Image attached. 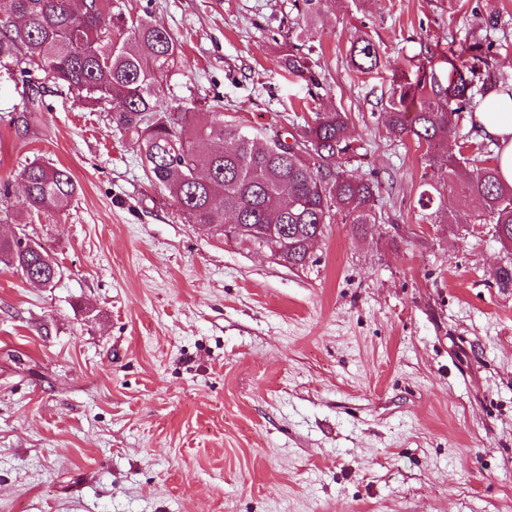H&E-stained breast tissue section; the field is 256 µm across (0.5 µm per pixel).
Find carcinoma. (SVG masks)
<instances>
[{"label": "carcinoma", "instance_id": "1", "mask_svg": "<svg viewBox=\"0 0 512 512\" xmlns=\"http://www.w3.org/2000/svg\"><path fill=\"white\" fill-rule=\"evenodd\" d=\"M16 22L0 20V66L14 64L25 73L43 71L82 93V100L112 103V124L141 155L151 181L163 187L188 224L224 228L228 216L237 229L230 238L253 247H275L271 228L288 236L280 260L303 267L310 241L341 214L350 224L378 223L375 211L379 185L351 174L359 147L350 133L349 117L339 110H317L310 122L280 137L259 138L217 113L210 124L196 126L192 108L165 104L155 87L166 81L178 56L177 39L147 18H131L118 0H4ZM350 63L362 70L379 65L372 41L358 37L348 49ZM448 65L436 71L434 61ZM491 45L479 38L448 42V52L430 53L418 67L415 81L397 84L387 105L391 134L426 147L425 168L443 179L461 178L468 195L480 206L493 236L512 246V185L498 167L467 166L477 162L463 154L469 138L459 139L453 116L480 108L486 85L483 71L493 67ZM282 66L313 85L318 84L311 59L292 52ZM21 206L29 215L50 216L78 194L79 186L62 167L33 160L19 172ZM418 204L430 210L437 224L458 220L425 190ZM0 263L25 279L36 277L51 288L60 276L58 263L40 243L0 238Z\"/></svg>", "mask_w": 512, "mask_h": 512}]
</instances>
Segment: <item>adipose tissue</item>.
<instances>
[{
  "label": "adipose tissue",
  "mask_w": 512,
  "mask_h": 512,
  "mask_svg": "<svg viewBox=\"0 0 512 512\" xmlns=\"http://www.w3.org/2000/svg\"><path fill=\"white\" fill-rule=\"evenodd\" d=\"M487 104H497V111L479 110L473 115L475 130L484 137L498 142V170L503 182L512 184V94L489 91L485 97Z\"/></svg>",
  "instance_id": "ef3b65f1"
}]
</instances>
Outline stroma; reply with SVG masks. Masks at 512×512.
Returning <instances> with one entry per match:
<instances>
[{"mask_svg":"<svg viewBox=\"0 0 512 512\" xmlns=\"http://www.w3.org/2000/svg\"><path fill=\"white\" fill-rule=\"evenodd\" d=\"M120 2L180 43L161 96L198 124L269 137L347 113L385 221L335 219L288 267L185 223L110 104L0 67V235L61 269L40 288L0 265V512H512V249L384 113L396 76L492 11L487 84L511 91L512 0H323L315 86L280 64L294 0ZM359 35L373 71L348 62ZM35 159L80 187L60 214L19 209ZM431 184L458 223L424 216Z\"/></svg>","mask_w":512,"mask_h":512,"instance_id":"stroma-1","label":"stroma"}]
</instances>
